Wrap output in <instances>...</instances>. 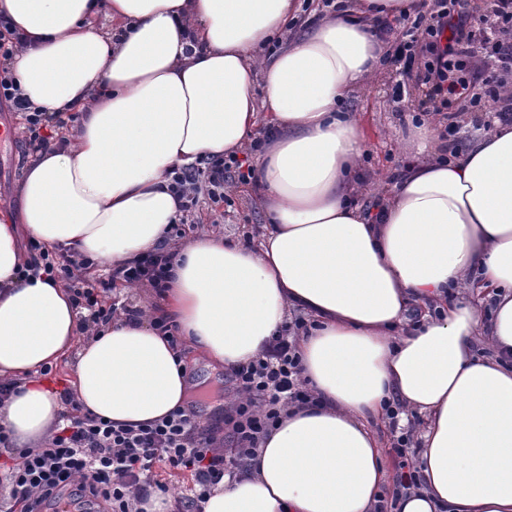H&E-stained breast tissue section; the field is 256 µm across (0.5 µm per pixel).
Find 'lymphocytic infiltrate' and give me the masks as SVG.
<instances>
[{"mask_svg":"<svg viewBox=\"0 0 512 512\" xmlns=\"http://www.w3.org/2000/svg\"><path fill=\"white\" fill-rule=\"evenodd\" d=\"M14 47L12 31L0 30V103L21 111L22 140L37 151L50 144L53 118L22 97L8 66ZM479 50L499 66L494 86L484 92L491 101L489 112L499 120H510L512 96L505 88L507 76L512 75V0H494L491 12L485 14L472 0H434L429 13L416 16L403 28L393 44V57L405 71H418L420 107L441 112L454 100L469 96L480 80V71L471 67ZM206 165L209 174L203 181L195 168L172 170V187L183 211L195 210L204 196L223 198L225 174L242 183L254 177L253 168L233 156L210 158ZM185 236L184 225H171L169 247L151 251L135 264L107 270L102 278L91 276V259L68 251L41 254L38 267L67 283L77 306L87 312L86 328L92 329L110 323L116 315L119 305L108 297L117 286L148 288L162 295L171 275L172 246ZM304 327L300 319L289 323L257 359L235 369L239 401L224 420L233 456L216 452L215 436L194 413L178 410L133 430L81 413L74 397L64 392L54 435L44 447L20 450L17 463L7 469L15 505L20 512H43L47 503L70 487L75 501L90 506L92 512H133L134 501L147 492L148 473L164 469L189 473L190 494L184 506L190 510L241 461L252 457L259 439L278 422L285 407L312 401L295 350Z\"/></svg>","mask_w":512,"mask_h":512,"instance_id":"lymphocytic-infiltrate-1","label":"lymphocytic infiltrate"}]
</instances>
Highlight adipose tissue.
Masks as SVG:
<instances>
[{
	"mask_svg": "<svg viewBox=\"0 0 512 512\" xmlns=\"http://www.w3.org/2000/svg\"><path fill=\"white\" fill-rule=\"evenodd\" d=\"M416 3L349 0L290 35L298 0H0L22 37V94L82 115L72 145L28 160L19 223L0 221V420L17 448L44 443L62 410L43 367L66 364L84 412L133 429L187 408L194 388L149 319L84 335L68 289L26 273L22 237L133 262L181 217L168 171L241 151L262 125L261 242L185 244L156 315L231 372L302 310L315 401L283 412L200 512H378L393 476L369 423L395 400L424 426L394 512H512V123L446 161L420 130L424 160L375 209L351 200L365 136L344 103L389 48L368 21ZM103 11L113 29L90 28Z\"/></svg>",
	"mask_w": 512,
	"mask_h": 512,
	"instance_id": "adipose-tissue-1",
	"label": "adipose tissue"
}]
</instances>
